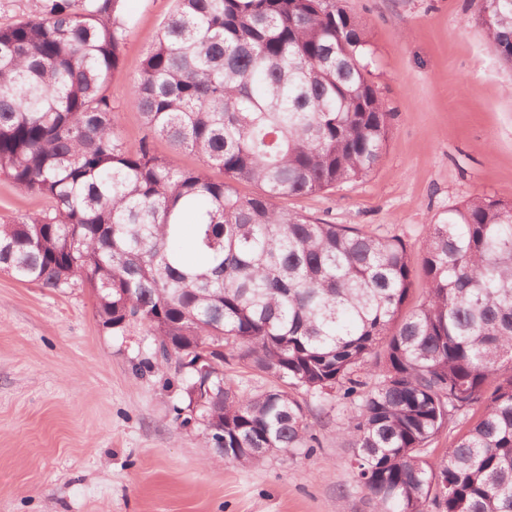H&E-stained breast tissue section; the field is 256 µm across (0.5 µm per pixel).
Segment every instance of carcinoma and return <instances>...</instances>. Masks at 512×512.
Instances as JSON below:
<instances>
[{"label":"carcinoma","instance_id":"carcinoma-1","mask_svg":"<svg viewBox=\"0 0 512 512\" xmlns=\"http://www.w3.org/2000/svg\"><path fill=\"white\" fill-rule=\"evenodd\" d=\"M174 2L130 92L135 146L106 94L124 0H25L0 22V175L48 201L0 222V272L87 288L115 336L145 328L142 367L174 372L176 418L221 459L317 447L305 398L333 396L355 405L336 434L374 512H512V202L473 197L428 225L420 276L398 239L285 209L380 161L391 112L369 42L339 0ZM474 21L512 63V0H477ZM226 366L270 385L239 391ZM480 411L474 409L469 411L463 416H459L456 422L450 425V431L443 433L437 441L434 442L429 449L432 456H440L443 454L445 448H448V443L459 433L464 432L470 424L478 419Z\"/></svg>","mask_w":512,"mask_h":512}]
</instances>
